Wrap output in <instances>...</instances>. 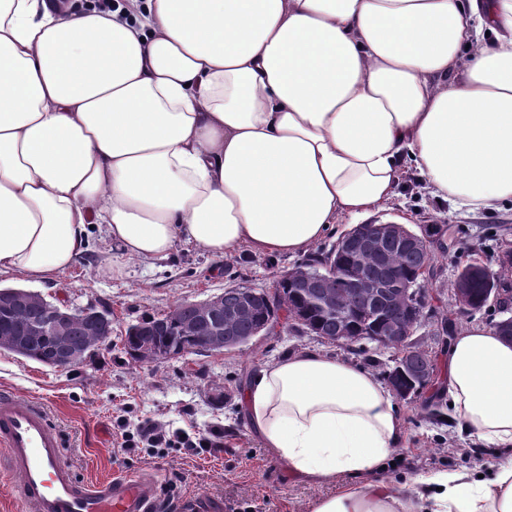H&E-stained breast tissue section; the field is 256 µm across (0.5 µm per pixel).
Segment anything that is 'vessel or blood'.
<instances>
[{
    "label": "vessel or blood",
    "mask_w": 512,
    "mask_h": 512,
    "mask_svg": "<svg viewBox=\"0 0 512 512\" xmlns=\"http://www.w3.org/2000/svg\"><path fill=\"white\" fill-rule=\"evenodd\" d=\"M0 470L24 512H153L148 476L76 479L45 409L0 390Z\"/></svg>",
    "instance_id": "obj_1"
}]
</instances>
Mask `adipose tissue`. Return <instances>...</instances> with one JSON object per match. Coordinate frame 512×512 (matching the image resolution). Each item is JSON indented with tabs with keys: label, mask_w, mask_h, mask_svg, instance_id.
I'll return each instance as SVG.
<instances>
[{
	"label": "adipose tissue",
	"mask_w": 512,
	"mask_h": 512,
	"mask_svg": "<svg viewBox=\"0 0 512 512\" xmlns=\"http://www.w3.org/2000/svg\"><path fill=\"white\" fill-rule=\"evenodd\" d=\"M407 159L444 200L512 201V0H0V276L54 280L94 224L116 272L180 243L303 254L392 197ZM446 390L474 436L512 447V341L459 331ZM245 403L289 469L347 478L314 512H512V462L419 475L415 503L361 483L403 429L351 362L289 357Z\"/></svg>",
	"instance_id": "1"
}]
</instances>
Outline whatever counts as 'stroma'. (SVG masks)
I'll return each mask as SVG.
<instances>
[{
  "instance_id": "1",
  "label": "stroma",
  "mask_w": 512,
  "mask_h": 512,
  "mask_svg": "<svg viewBox=\"0 0 512 512\" xmlns=\"http://www.w3.org/2000/svg\"><path fill=\"white\" fill-rule=\"evenodd\" d=\"M374 220L405 224L419 234L433 230L439 239L431 247L433 274L424 284L438 310L422 319L413 336L436 363L437 383L409 399H396L403 442L392 453L391 466L365 477L369 483L403 486L412 496L416 475L440 470L486 474L512 460V448L488 445L454 419L444 387L448 346L436 334L444 319L456 332L494 322V313L460 310L454 278L458 262L471 254L499 271L500 252L512 249V202L478 211L454 205L433 196L414 165L405 163L396 196L362 218L366 224ZM497 227L502 233L496 239ZM301 260L298 254L269 256L246 245L216 258L180 244L162 260L126 261L123 275L116 276L109 268L112 245L101 229H93L89 251L55 280L32 283L0 276V286L34 291L73 308L111 311L110 345L66 370L0 350V389L43 404L78 479L148 474L153 498L168 494L177 506L204 496L223 500V512H312L319 497L342 489L343 479L309 484L262 448L247 419L245 391L260 369L307 350L353 362L382 379L394 365L393 350L365 341L337 345L287 327L233 350L152 363L135 361L123 350L130 325L232 285L273 290L276 280ZM146 419L193 438L221 429L224 449L212 454L169 448L161 455L144 450L137 463L127 465L116 433L122 427L135 431Z\"/></svg>"
}]
</instances>
